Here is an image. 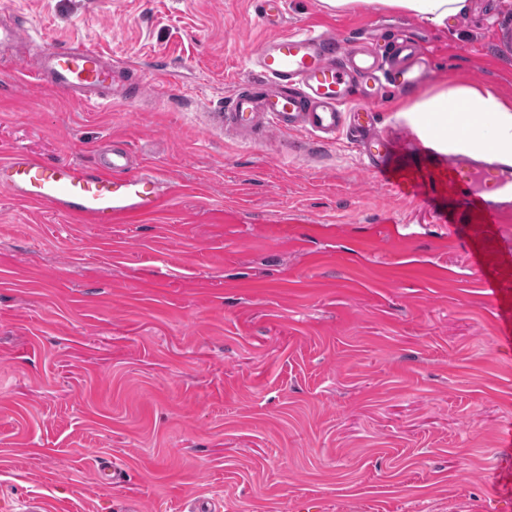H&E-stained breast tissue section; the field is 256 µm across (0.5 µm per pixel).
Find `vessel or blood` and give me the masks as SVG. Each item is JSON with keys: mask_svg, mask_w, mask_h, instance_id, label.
Listing matches in <instances>:
<instances>
[{"mask_svg": "<svg viewBox=\"0 0 512 512\" xmlns=\"http://www.w3.org/2000/svg\"><path fill=\"white\" fill-rule=\"evenodd\" d=\"M285 0H259L256 18L269 37L254 49L252 78L238 82L214 115L220 128L241 142L256 144L275 134H301L300 152L313 155L354 129L375 180L400 194L419 198L440 224L512 222V171L490 173L480 160L449 157L425 147L410 132L402 139L427 166L396 168L394 140L378 132L376 103L392 90L409 91L433 76L425 47L401 36L385 56L355 47L352 37L314 25L289 29ZM33 36L20 16L0 8V50L14 55L24 73L64 93L70 100L100 106L113 97L135 101L142 83H128L114 60L91 45L45 43L35 63L18 57ZM447 187L457 203L452 215L437 213L434 185ZM173 183L156 170L132 169L127 148L100 155L93 166L47 160L26 148L0 159V192L44 204L82 224H132L160 211Z\"/></svg>", "mask_w": 512, "mask_h": 512, "instance_id": "1", "label": "vessel or blood"}]
</instances>
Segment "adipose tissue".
Instances as JSON below:
<instances>
[{
    "label": "adipose tissue",
    "mask_w": 512,
    "mask_h": 512,
    "mask_svg": "<svg viewBox=\"0 0 512 512\" xmlns=\"http://www.w3.org/2000/svg\"><path fill=\"white\" fill-rule=\"evenodd\" d=\"M385 9L446 26L467 0H378ZM419 140L441 153L490 155L512 166V101L494 89L455 83L434 87L403 108Z\"/></svg>",
    "instance_id": "1"
}]
</instances>
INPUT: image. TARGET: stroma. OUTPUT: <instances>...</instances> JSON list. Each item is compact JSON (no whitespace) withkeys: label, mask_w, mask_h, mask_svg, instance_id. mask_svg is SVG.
I'll return each mask as SVG.
<instances>
[{"label":"stroma","mask_w":512,"mask_h":512,"mask_svg":"<svg viewBox=\"0 0 512 512\" xmlns=\"http://www.w3.org/2000/svg\"><path fill=\"white\" fill-rule=\"evenodd\" d=\"M0 7L148 88L87 107L0 53V157L90 164L120 138L177 186L133 224L0 194V512H512L494 478L512 473V346L497 331L512 223H432L344 139L311 159L226 137L209 110L268 36L251 0ZM288 17L410 27L435 83L512 98V0H469L445 28L374 0L342 13L288 0ZM103 463L121 483H96Z\"/></svg>","instance_id":"obj_1"}]
</instances>
